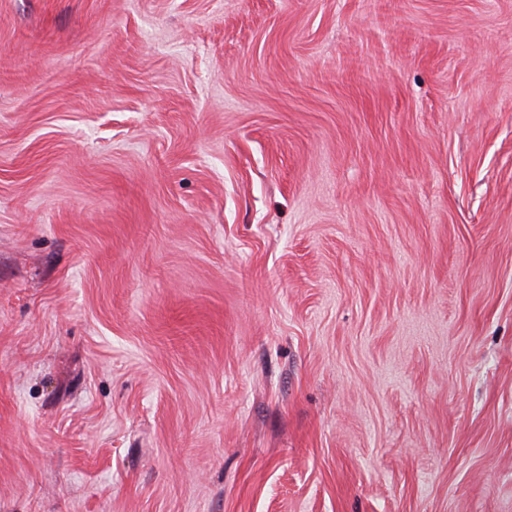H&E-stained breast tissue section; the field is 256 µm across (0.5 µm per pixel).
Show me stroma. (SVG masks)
<instances>
[{"instance_id":"stroma-1","label":"stroma","mask_w":512,"mask_h":512,"mask_svg":"<svg viewBox=\"0 0 512 512\" xmlns=\"http://www.w3.org/2000/svg\"><path fill=\"white\" fill-rule=\"evenodd\" d=\"M0 512H512V0H0Z\"/></svg>"}]
</instances>
